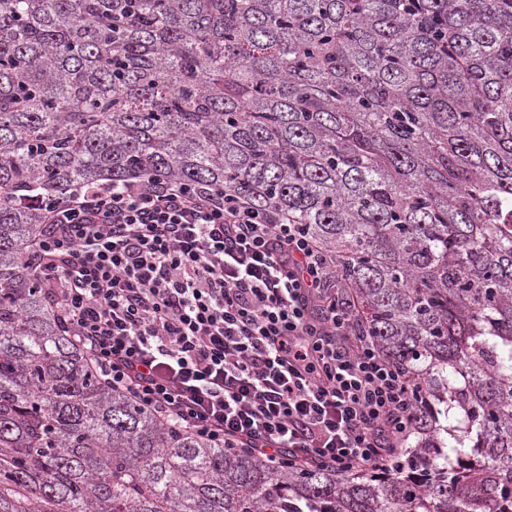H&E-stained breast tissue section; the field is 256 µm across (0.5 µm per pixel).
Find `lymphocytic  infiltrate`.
<instances>
[{"mask_svg": "<svg viewBox=\"0 0 512 512\" xmlns=\"http://www.w3.org/2000/svg\"><path fill=\"white\" fill-rule=\"evenodd\" d=\"M41 207L31 264L106 387L273 466L351 473L404 451L416 384L356 332L302 225L155 173Z\"/></svg>", "mask_w": 512, "mask_h": 512, "instance_id": "1", "label": "lymphocytic infiltrate"}]
</instances>
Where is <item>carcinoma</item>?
Masks as SVG:
<instances>
[{
	"label": "carcinoma",
	"mask_w": 512,
	"mask_h": 512,
	"mask_svg": "<svg viewBox=\"0 0 512 512\" xmlns=\"http://www.w3.org/2000/svg\"><path fill=\"white\" fill-rule=\"evenodd\" d=\"M148 172L336 255L409 448L274 467L99 382L26 255ZM0 512H512V0H0Z\"/></svg>",
	"instance_id": "1"
}]
</instances>
